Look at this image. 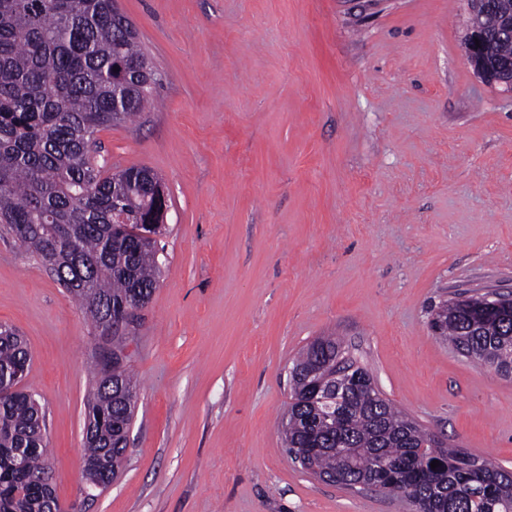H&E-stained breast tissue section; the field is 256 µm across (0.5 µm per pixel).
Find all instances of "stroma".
<instances>
[{"label":"stroma","instance_id":"obj_1","mask_svg":"<svg viewBox=\"0 0 512 512\" xmlns=\"http://www.w3.org/2000/svg\"><path fill=\"white\" fill-rule=\"evenodd\" d=\"M161 75L101 129L111 170L168 195L162 274L130 349L123 471L81 489L98 338L0 232V324L26 340L55 495L78 512H413L320 480L281 433L288 367L340 337L399 410L512 470V378L431 331L512 295V92L467 62V0H119Z\"/></svg>","mask_w":512,"mask_h":512}]
</instances>
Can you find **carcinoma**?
<instances>
[{
    "instance_id": "carcinoma-1",
    "label": "carcinoma",
    "mask_w": 512,
    "mask_h": 512,
    "mask_svg": "<svg viewBox=\"0 0 512 512\" xmlns=\"http://www.w3.org/2000/svg\"><path fill=\"white\" fill-rule=\"evenodd\" d=\"M482 23L492 52L511 58L492 0ZM147 69L114 0H0V225L48 267L94 330L124 320L112 331L114 354L134 340L132 313L158 285L161 247L138 229L160 219V178L142 167L106 176L93 146L101 129L152 103ZM481 302L450 300L448 314L433 313L429 327L472 360L512 370V314L482 325L475 320ZM30 362L25 341L1 324L0 512H50L56 500L45 412L32 394L10 392ZM335 369L338 389L314 393L309 374ZM289 387L286 450L320 449V478L405 494L423 512H512V472L444 446L395 409L338 338L310 342L291 362ZM137 398L126 365L112 375V389L94 382L84 463L98 470L89 476L111 481L120 472Z\"/></svg>"
}]
</instances>
